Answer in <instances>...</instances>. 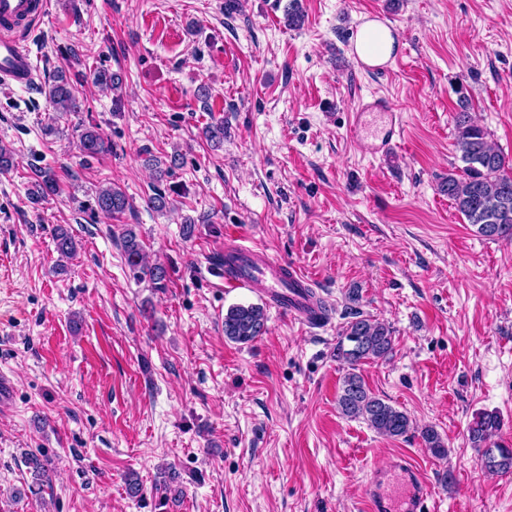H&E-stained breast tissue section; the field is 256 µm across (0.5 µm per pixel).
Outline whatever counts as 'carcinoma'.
Listing matches in <instances>:
<instances>
[{
  "label": "carcinoma",
  "instance_id": "cac0c4a2",
  "mask_svg": "<svg viewBox=\"0 0 512 512\" xmlns=\"http://www.w3.org/2000/svg\"><path fill=\"white\" fill-rule=\"evenodd\" d=\"M94 83L113 92L112 102L121 101V78L105 68L93 72ZM77 86L71 84L61 73L49 88L48 96L54 111L75 112L78 110ZM456 145L460 151L461 165L448 173V179L440 185L455 208L467 223L476 227L477 233L488 239L512 241V160L494 149L487 131L476 124L468 112V101H460V112L455 116ZM79 150L90 158L112 152V141L96 126L82 132ZM178 153L162 162L152 160L156 178L168 176L180 165ZM60 192L59 179L53 168L34 165L31 168L30 199L34 202ZM96 208L109 217L120 218L131 204L126 193L117 185L99 188L95 196ZM57 252L70 257L76 252L74 237L59 227L55 234ZM122 248L129 265L149 277L154 287H165V269L149 265L142 243L127 230L122 236ZM266 314L259 305H236L224 314V336L247 344L266 332ZM393 331L389 325L377 319L356 315L344 334V341L336 347V360L347 365L337 405L342 415L362 419L378 434L389 438L402 437L412 427L409 415L385 400L373 395L364 379L356 373V366L364 359H386L393 352ZM501 420L495 413L483 412L475 417L468 428L469 440L478 449L481 467L488 472L512 471V448H500L493 437L500 431ZM425 448L436 458L448 455V448L440 434L432 427L422 431ZM27 464L33 469L36 487L30 489L38 494L50 484L51 461L46 456L31 454Z\"/></svg>",
  "mask_w": 512,
  "mask_h": 512
}]
</instances>
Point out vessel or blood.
Instances as JSON below:
<instances>
[{"label": "vessel or blood", "mask_w": 512, "mask_h": 512, "mask_svg": "<svg viewBox=\"0 0 512 512\" xmlns=\"http://www.w3.org/2000/svg\"><path fill=\"white\" fill-rule=\"evenodd\" d=\"M47 0H0V83L27 86L38 70L29 34L43 16ZM354 132L364 133L373 154L385 157L398 146L403 132L400 113L385 101L361 103L353 114ZM225 252L238 258L225 273L228 288H255L290 318L310 324L320 314L312 303L315 284L295 264L279 260L259 244L233 243ZM431 490L417 465L400 457L376 474L366 490L365 512H429Z\"/></svg>", "instance_id": "1"}]
</instances>
